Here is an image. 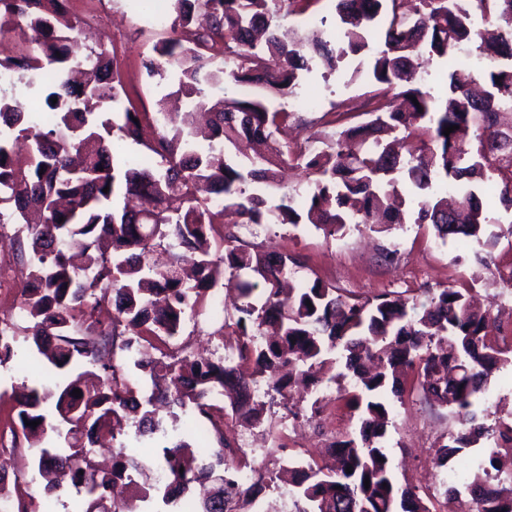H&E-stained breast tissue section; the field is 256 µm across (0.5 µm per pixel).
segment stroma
I'll list each match as a JSON object with an SVG mask.
<instances>
[{
	"label": "stroma",
	"instance_id": "35a3bbf8",
	"mask_svg": "<svg viewBox=\"0 0 512 512\" xmlns=\"http://www.w3.org/2000/svg\"><path fill=\"white\" fill-rule=\"evenodd\" d=\"M148 8L147 0H104L103 13L108 20L105 25L87 27L85 43H115L133 99L152 103L167 92L169 83L148 79L140 67L142 55L148 53L158 32L149 19ZM360 62V57L351 56L331 75L319 71L304 75L298 95L316 96L322 100V108L304 113L300 127L280 134V141L297 151L307 148L310 139L323 130L324 111L344 101H358L368 88L364 78L353 75ZM489 215L495 221L493 230L498 235L496 245L490 249L472 239L441 241L428 227L416 224L396 225L382 232L353 226L336 237L324 236L311 226L263 224L243 230L242 236L251 250H275L297 259L296 279L303 283L317 279L350 297L408 289L419 293L426 288L464 285L475 299L498 312L502 321L512 322V288L504 287L495 275L496 270L512 269V211L496 204ZM389 251L395 254L391 263L384 260ZM41 384L53 387V374L46 365H34L29 338L18 334L13 359L0 366L1 439L10 436L4 418L15 405L11 389ZM326 394L325 412L336 413L340 419L331 431L316 423L286 418L278 400H267L265 419L281 429L284 437L278 441L264 436L249 452V461L271 467L280 459L296 455L316 457L332 442L353 431L356 419L337 401L335 389H327ZM485 409L486 423L512 422V364L494 374ZM457 427V421L449 417L447 410L430 406L419 393L408 392L392 401L386 446L393 460L394 476L398 483L409 481L422 486L431 512H438L445 502V491L460 485L468 475L464 469L454 475L434 464L439 446L447 443L449 431ZM33 458L30 450L14 453L0 449V462L6 463L8 482L20 501H32L35 512H66L68 506H84L85 494L71 486L61 497L44 496L39 484L30 480Z\"/></svg>",
	"mask_w": 512,
	"mask_h": 512
}]
</instances>
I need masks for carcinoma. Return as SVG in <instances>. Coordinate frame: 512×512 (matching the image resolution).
Masks as SVG:
<instances>
[{
  "instance_id": "1",
  "label": "carcinoma",
  "mask_w": 512,
  "mask_h": 512,
  "mask_svg": "<svg viewBox=\"0 0 512 512\" xmlns=\"http://www.w3.org/2000/svg\"><path fill=\"white\" fill-rule=\"evenodd\" d=\"M168 2L169 31L140 67L150 79H172L158 108L171 97L193 104L173 129L138 111L117 55L92 47L79 54L83 31L64 0H0V29L22 23L32 32L31 45L0 58V71L45 91L46 120L38 121L0 90V218L19 225L26 331L57 377L51 412V390L13 391L22 434L40 437L43 493H58L55 473L67 469L89 496L81 512H103L94 504L108 499L113 512H136L130 491L142 502L161 499L164 512H246L274 472L224 441L214 394L224 392L239 420L260 426L265 402L251 386L263 381L287 402L302 390L313 417L323 411L315 396L323 384L357 413L354 434L330 445L334 469L314 458L279 466L293 512H431L418 487L397 484L385 446L384 396L402 397L408 383L461 425L448 433L437 465L453 470L464 450L477 455L462 488L446 490L448 512L464 492L478 512H512V480L491 483L499 449L512 446V424L487 425L478 414L492 375L512 363V349L498 343L512 328L504 332L498 316L454 286L428 292L420 305L401 292L350 298L316 279L297 288L288 268L295 259L252 252L236 236L224 237L217 255L209 235L214 224H311L333 237L351 224L411 222L431 225L439 239L464 235L494 246L477 190L512 169V128H498L512 106V0H335L341 46L279 36L283 20L320 0ZM360 54L378 90L370 119L348 125V113L327 112L322 147L295 154L277 143L300 118L265 93L293 95L303 74L333 73ZM435 58L453 62L442 98L416 77ZM228 83L239 92L210 102L203 87ZM452 125L459 129L444 135ZM115 137L152 158L116 162ZM21 141L25 171L12 161ZM286 154L304 164L299 205L288 190L275 202L267 196ZM224 284L241 303L217 335L238 337L236 353L212 362L173 349L185 321L205 313L207 292ZM109 297L105 323L99 313ZM15 336V324L0 322V366L11 360ZM145 346L159 356L145 357ZM118 349L143 377L130 380L113 363ZM161 397L175 421L189 409L214 421L217 448L202 456L182 438L163 446L164 482L139 484L131 471L147 465L120 450L111 471L97 469V439L115 441L129 423L138 441L167 436ZM205 481L217 486L199 506L180 502Z\"/></svg>"
}]
</instances>
